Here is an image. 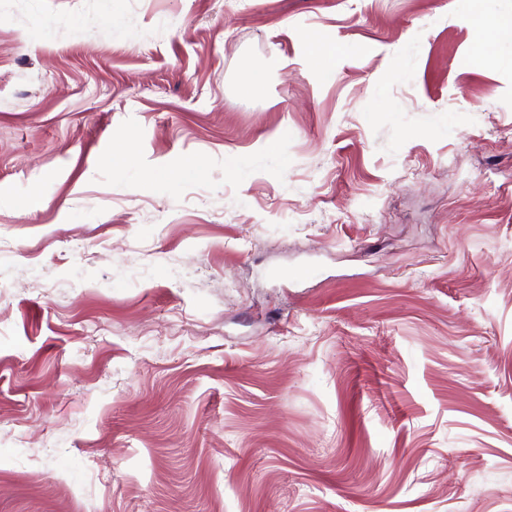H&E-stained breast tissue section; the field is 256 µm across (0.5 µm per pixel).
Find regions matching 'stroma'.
<instances>
[{"label":"stroma","mask_w":512,"mask_h":512,"mask_svg":"<svg viewBox=\"0 0 512 512\" xmlns=\"http://www.w3.org/2000/svg\"><path fill=\"white\" fill-rule=\"evenodd\" d=\"M486 36L463 0H0V512H512Z\"/></svg>","instance_id":"35a3bbf8"}]
</instances>
